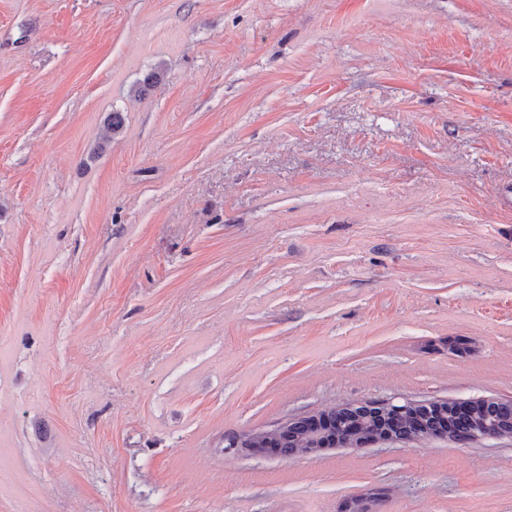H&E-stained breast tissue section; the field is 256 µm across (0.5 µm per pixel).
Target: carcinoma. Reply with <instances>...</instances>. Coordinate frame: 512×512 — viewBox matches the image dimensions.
Listing matches in <instances>:
<instances>
[{
	"label": "carcinoma",
	"mask_w": 512,
	"mask_h": 512,
	"mask_svg": "<svg viewBox=\"0 0 512 512\" xmlns=\"http://www.w3.org/2000/svg\"><path fill=\"white\" fill-rule=\"evenodd\" d=\"M456 404L442 406L420 404L402 412H383L368 405L335 410L330 416L327 431L341 441L351 436L372 438L389 433L400 440L438 437L456 432ZM467 434L486 431H505L512 434V402L495 399L476 401L469 409L465 427ZM317 438L311 420L288 425V429L273 437L257 435L253 438L256 448H280L283 455H297L310 447Z\"/></svg>",
	"instance_id": "cac0c4a2"
}]
</instances>
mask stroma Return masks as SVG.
Returning a JSON list of instances; mask_svg holds the SVG:
<instances>
[{"label": "stroma", "mask_w": 512, "mask_h": 512, "mask_svg": "<svg viewBox=\"0 0 512 512\" xmlns=\"http://www.w3.org/2000/svg\"><path fill=\"white\" fill-rule=\"evenodd\" d=\"M508 182L512 0H0V512H512L510 436L229 445L512 400ZM312 419L303 420L294 424H281L275 429L266 431L263 433H279L282 432L288 425V429L280 434L273 437H267L264 435H256L253 438V448H250L252 434L245 435L239 438L235 447L244 448L252 453H262L267 448H282L281 452L283 455L303 454V451L307 448L306 454L312 455L317 454L322 448H311L317 438V432L312 427ZM271 444V446H269Z\"/></svg>", "instance_id": "1"}]
</instances>
